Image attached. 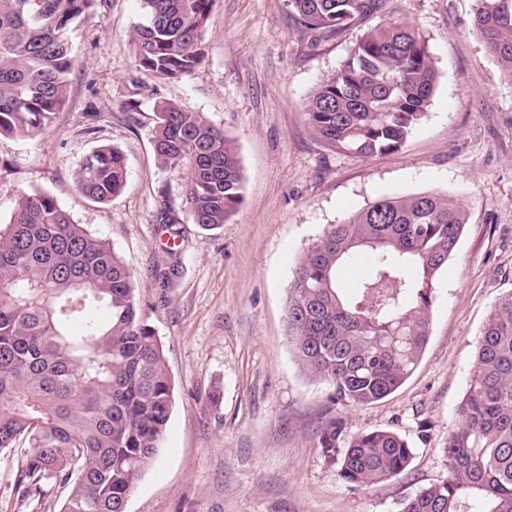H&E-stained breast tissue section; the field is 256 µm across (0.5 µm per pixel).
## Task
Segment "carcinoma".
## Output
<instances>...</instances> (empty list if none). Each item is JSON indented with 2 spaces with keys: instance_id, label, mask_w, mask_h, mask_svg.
Listing matches in <instances>:
<instances>
[{
  "instance_id": "1",
  "label": "carcinoma",
  "mask_w": 512,
  "mask_h": 512,
  "mask_svg": "<svg viewBox=\"0 0 512 512\" xmlns=\"http://www.w3.org/2000/svg\"><path fill=\"white\" fill-rule=\"evenodd\" d=\"M96 0H0V136L40 134L64 104L73 59L68 31ZM131 35L140 67L179 80L205 60L202 31L215 0H143ZM389 0H288L295 23L337 36ZM475 29L512 79V0H478ZM436 73L411 23L365 31L309 97L308 124L330 149L357 156L401 148L430 106ZM160 163L186 174L185 203L203 227L242 202L238 153L202 114L165 102L153 135ZM75 178L107 202L127 182L124 156L102 146ZM462 206L445 195L386 197L334 224L304 251L289 287L288 338L296 361L336 399L363 406L397 390L429 336L433 279L456 251ZM367 255L355 293L342 267ZM174 385L162 345L138 312L131 272L106 240L44 192L22 194L0 229V453L20 444L15 492L39 499L53 478L69 488L61 512H125L157 460ZM330 422L321 447L334 451ZM448 478L419 490L402 512H512V292L481 331L469 388L448 432ZM412 448L397 433L360 434L339 476L354 486L399 475Z\"/></svg>"
}]
</instances>
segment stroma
<instances>
[{"mask_svg": "<svg viewBox=\"0 0 512 512\" xmlns=\"http://www.w3.org/2000/svg\"><path fill=\"white\" fill-rule=\"evenodd\" d=\"M389 9L422 34L436 72L426 116L394 152H332L305 115L311 93L380 15L317 43L288 0H215L206 58L177 81L155 80L138 64L130 34L145 21L142 0H97L68 33L65 105L36 137H0V225L21 194H50L123 258L163 347L173 408L125 512H401L418 490L447 479L443 448L478 337L497 298L512 292V80L473 30L477 0H391ZM163 102L202 113L237 148L243 199L218 228L194 223L184 174L155 156ZM105 145L125 156L128 176L100 203L82 194L75 172ZM419 193L456 199L467 222L435 278L417 367L388 397L350 407L295 360L292 274L331 225L383 197ZM332 421L339 447L391 430L414 457L390 480L349 485L319 444ZM17 458L0 454V512H60L69 490L52 479L40 500L19 504Z\"/></svg>", "mask_w": 512, "mask_h": 512, "instance_id": "obj_1", "label": "stroma"}]
</instances>
